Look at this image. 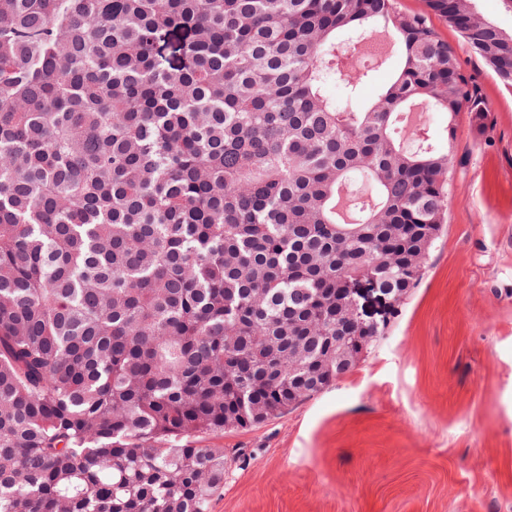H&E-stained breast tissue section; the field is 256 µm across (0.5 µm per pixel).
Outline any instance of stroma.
<instances>
[{"label":"stroma","mask_w":512,"mask_h":512,"mask_svg":"<svg viewBox=\"0 0 512 512\" xmlns=\"http://www.w3.org/2000/svg\"><path fill=\"white\" fill-rule=\"evenodd\" d=\"M490 118L457 123L448 224L384 336L313 398L192 436L228 467L211 512H512V92L434 18Z\"/></svg>","instance_id":"35a3bbf8"}]
</instances>
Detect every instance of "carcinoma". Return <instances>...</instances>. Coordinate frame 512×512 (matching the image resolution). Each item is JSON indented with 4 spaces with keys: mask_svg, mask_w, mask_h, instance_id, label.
<instances>
[{
    "mask_svg": "<svg viewBox=\"0 0 512 512\" xmlns=\"http://www.w3.org/2000/svg\"><path fill=\"white\" fill-rule=\"evenodd\" d=\"M426 6L0 0V512H210L224 449L186 438L287 411L290 336L323 375L295 401L337 380L348 279L415 287L457 121H486L431 15L512 90V30ZM378 30L398 62L361 104Z\"/></svg>",
    "mask_w": 512,
    "mask_h": 512,
    "instance_id": "obj_1",
    "label": "carcinoma"
}]
</instances>
